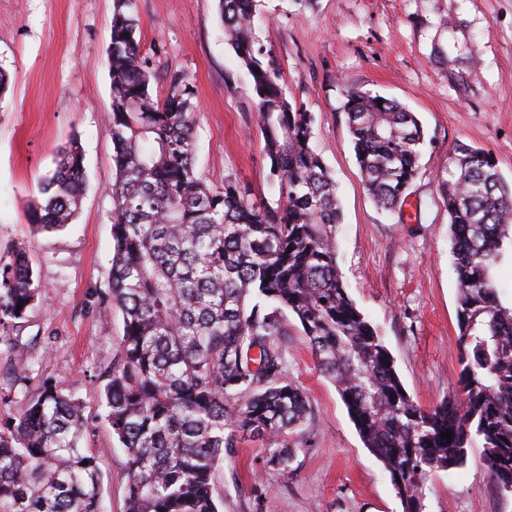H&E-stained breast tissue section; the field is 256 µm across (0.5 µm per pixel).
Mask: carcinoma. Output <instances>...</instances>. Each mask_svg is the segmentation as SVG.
<instances>
[{
    "label": "carcinoma",
    "mask_w": 512,
    "mask_h": 512,
    "mask_svg": "<svg viewBox=\"0 0 512 512\" xmlns=\"http://www.w3.org/2000/svg\"><path fill=\"white\" fill-rule=\"evenodd\" d=\"M224 38L252 81L267 179L276 204L255 203L226 179L206 185L195 167V86L156 75L142 58L135 0H113L110 298L123 334L100 367L98 402L125 454V512H219L216 477L248 435L266 463L295 459L283 435L309 414L276 338L285 315L307 337L367 448L388 473L402 512H425L436 472L482 461L512 494V305L494 275L512 250V185L481 148L448 155L440 194L448 210L458 293L459 398L426 409L413 400L337 264L336 182L312 145V117L288 99L254 35L255 0H217ZM259 72H254V69ZM345 123L367 191L402 209L424 130L402 103L352 90ZM87 184L73 142L27 205L36 233L63 229ZM41 296L25 248L0 254V344L21 376L30 344L19 332ZM83 402L51 377L15 412L0 414V512H103V474L81 446ZM450 438H441L444 432Z\"/></svg>",
    "instance_id": "obj_1"
}]
</instances>
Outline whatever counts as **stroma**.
Wrapping results in <instances>:
<instances>
[{"label": "stroma", "mask_w": 512, "mask_h": 512, "mask_svg": "<svg viewBox=\"0 0 512 512\" xmlns=\"http://www.w3.org/2000/svg\"><path fill=\"white\" fill-rule=\"evenodd\" d=\"M257 35L290 101L313 117V142L337 182L343 219L337 263L358 309L393 356L423 408L455 396L460 365L457 293L448 212L439 181L455 146L489 151L512 184V0H257ZM113 0H0V251L24 245L42 294L21 332L36 339L26 386L0 387L13 407L45 377L81 397L86 446L103 472L106 512H124L125 454L97 405L96 376L123 332L108 300L112 140L108 70ZM141 49L164 76L193 82L196 170L211 187L232 178L258 202L267 180L250 77L224 42L217 0H136ZM371 91L415 112L425 131L401 213L378 209L363 185L344 118L349 91ZM85 156L79 213L58 232L34 233L26 207L70 142ZM279 343L288 376L311 415L286 439L290 472L269 469L260 441L242 439L217 476L221 512H402L389 477L364 448L335 387L319 373L300 324L286 318ZM470 448L464 466L433 474L426 512H512Z\"/></svg>", "instance_id": "stroma-1"}]
</instances>
